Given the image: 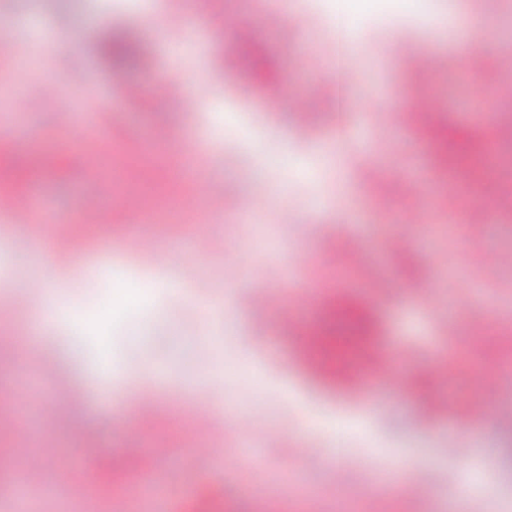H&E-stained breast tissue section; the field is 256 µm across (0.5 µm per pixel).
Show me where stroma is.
<instances>
[{
  "mask_svg": "<svg viewBox=\"0 0 512 512\" xmlns=\"http://www.w3.org/2000/svg\"><path fill=\"white\" fill-rule=\"evenodd\" d=\"M455 6L375 0L354 24L357 54L345 59L343 109L334 112L321 97L336 84L341 47L332 0H166L164 19L148 24L108 0H0V117L20 131L19 154L54 150L42 235L57 220L79 223L103 182L117 197L140 180L160 247L156 258L128 251L118 213L105 232L111 251L94 243L37 265L28 226L0 214V270L11 273L0 285L9 311L0 336L26 335L30 281L53 285L43 300L50 332L36 354L9 362L29 429L12 451L44 462L31 489L39 512H85L100 462L127 455L177 486L185 512L203 495L223 512H249L255 497L266 498L268 512H512V467L502 455L512 426L445 413L421 422L414 391L429 372L435 393L459 406H512V267L487 271L492 254L512 252V203L484 191L493 177H512V143L497 144L476 172L466 159L448 171L438 162L446 139L480 128L494 142L498 127L512 125V92L498 78L499 55L512 51V0H465L499 29L483 45L488 66L477 76L466 64L469 46L422 24L451 22ZM282 16L294 25L292 39L277 32ZM113 24L139 31L149 53L146 66L122 76L145 88L122 112L104 100L93 51L97 32ZM411 50L442 61L424 84L408 75ZM71 56L90 59L86 82L72 79ZM49 79L94 111L98 131L88 140L64 142L53 112L26 108ZM283 89L318 106L312 129L288 108L263 111ZM426 96L438 102L444 137L411 118ZM156 127L168 141L147 142ZM408 170L417 175L412 191L402 183ZM198 181L219 193L192 192ZM477 204L487 222L474 229L465 215ZM284 209L292 218L282 224ZM394 234L407 238V260L387 248ZM359 235L378 272L349 293L375 310L380 330L369 350L382 353L390 337L400 378L376 396L361 376L349 391L320 385L303 341L282 329L290 319L299 330L326 325V299L347 293L343 281L357 276L361 256L346 244ZM275 265L281 306L255 318L250 298ZM172 282L188 293L169 290ZM120 284L145 289L149 307L100 321ZM61 380L84 390L76 419L87 436L50 421V391ZM145 386L158 401L136 442L118 422L138 420ZM241 415L250 436L234 430ZM158 444L171 450L163 466L152 455ZM453 444L468 448L466 463H449ZM200 445L213 451L204 465ZM68 463L72 481L57 485L55 472ZM419 480L426 496L394 490ZM135 482H115L98 512H171L164 501L129 494ZM345 486L374 493L340 496Z\"/></svg>",
  "mask_w": 512,
  "mask_h": 512,
  "instance_id": "obj_1",
  "label": "stroma"
}]
</instances>
